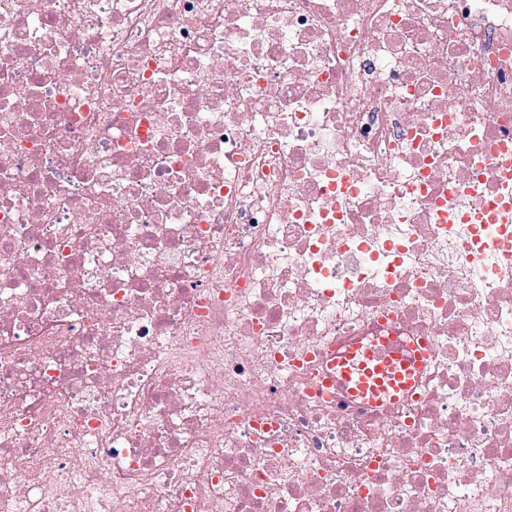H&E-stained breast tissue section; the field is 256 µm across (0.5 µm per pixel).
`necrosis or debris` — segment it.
Segmentation results:
<instances>
[{"label": "necrosis or debris", "mask_w": 512, "mask_h": 512, "mask_svg": "<svg viewBox=\"0 0 512 512\" xmlns=\"http://www.w3.org/2000/svg\"><path fill=\"white\" fill-rule=\"evenodd\" d=\"M504 243L512 0H0V512H512ZM423 352L404 355L383 338L350 346L336 358V378L353 396L371 405L396 400L417 383Z\"/></svg>", "instance_id": "4bbe7bcc"}]
</instances>
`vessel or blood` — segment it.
Returning a JSON list of instances; mask_svg holds the SVG:
<instances>
[{"instance_id": "obj_1", "label": "vessel or blood", "mask_w": 512, "mask_h": 512, "mask_svg": "<svg viewBox=\"0 0 512 512\" xmlns=\"http://www.w3.org/2000/svg\"><path fill=\"white\" fill-rule=\"evenodd\" d=\"M421 365L420 354H402L391 349L385 339L375 338L340 354L335 372L351 395L378 405L409 392L418 381Z\"/></svg>"}]
</instances>
